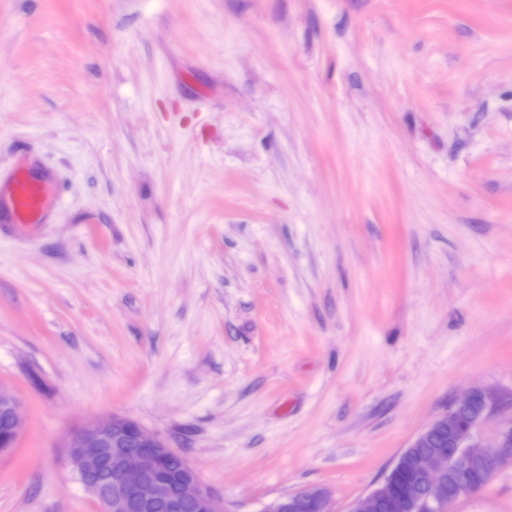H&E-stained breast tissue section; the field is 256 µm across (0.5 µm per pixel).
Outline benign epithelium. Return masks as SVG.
<instances>
[{"label":"benign epithelium","instance_id":"obj_1","mask_svg":"<svg viewBox=\"0 0 512 512\" xmlns=\"http://www.w3.org/2000/svg\"><path fill=\"white\" fill-rule=\"evenodd\" d=\"M474 397L481 399L482 423L498 415L499 397L477 389L450 405L411 444L416 448L435 430L448 428V450L413 461L428 493L412 488L403 495L393 496L387 477L374 490L356 499L350 512H376L383 499L388 512H452L459 498L479 491L467 482L466 472L477 468L492 477L505 460H512V420L499 418L492 423L489 446L485 445L478 428L465 433L457 431L455 411L468 405ZM1 415L7 419V434L0 439V454L14 447L26 425L16 397L0 386ZM65 448L73 472L97 499L101 512H141L170 496L169 485L160 477V471L164 461L179 452L126 416L118 413L101 416L73 430L66 437ZM178 495L184 501H191L196 512H221L199 472L186 459L182 462ZM301 495L318 512H330L327 489L310 488L301 491ZM292 506L293 498L282 495L264 504L260 512H290Z\"/></svg>","mask_w":512,"mask_h":512}]
</instances>
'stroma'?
<instances>
[{
    "label": "stroma",
    "instance_id": "stroma-1",
    "mask_svg": "<svg viewBox=\"0 0 512 512\" xmlns=\"http://www.w3.org/2000/svg\"><path fill=\"white\" fill-rule=\"evenodd\" d=\"M0 512H99L118 413L223 512H349L456 398L512 417V0H0ZM453 512H512V465ZM57 203V187L50 171L35 176L28 167L18 164L7 181L0 182V222L11 224L17 230L46 224L50 210ZM1 415H4L7 419V434L4 435L2 441L0 437V454L8 452L14 447L26 425L16 397L9 389L0 386V416Z\"/></svg>",
    "mask_w": 512,
    "mask_h": 512
}]
</instances>
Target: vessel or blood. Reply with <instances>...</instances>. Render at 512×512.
Segmentation results:
<instances>
[{
  "instance_id": "1",
  "label": "vessel or blood",
  "mask_w": 512,
  "mask_h": 512,
  "mask_svg": "<svg viewBox=\"0 0 512 512\" xmlns=\"http://www.w3.org/2000/svg\"><path fill=\"white\" fill-rule=\"evenodd\" d=\"M58 202L52 172L33 175L24 165H16L6 182L0 183V222L15 229L46 223L47 216Z\"/></svg>"
}]
</instances>
